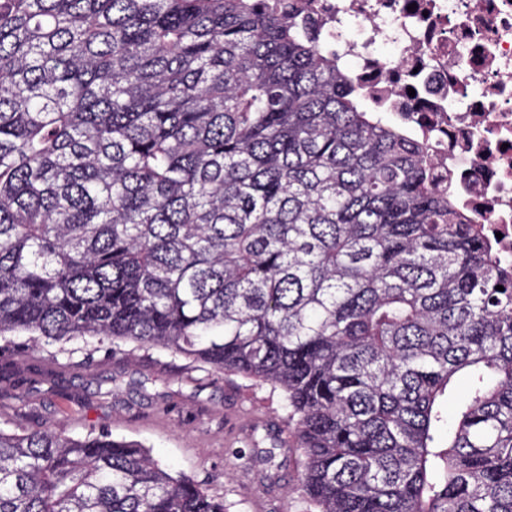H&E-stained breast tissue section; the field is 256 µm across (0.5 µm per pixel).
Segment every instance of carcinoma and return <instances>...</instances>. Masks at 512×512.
<instances>
[{
    "instance_id": "carcinoma-1",
    "label": "carcinoma",
    "mask_w": 512,
    "mask_h": 512,
    "mask_svg": "<svg viewBox=\"0 0 512 512\" xmlns=\"http://www.w3.org/2000/svg\"><path fill=\"white\" fill-rule=\"evenodd\" d=\"M305 11L0 0V340L271 385L317 512H512V260ZM0 512L226 508L137 441L0 426Z\"/></svg>"
}]
</instances>
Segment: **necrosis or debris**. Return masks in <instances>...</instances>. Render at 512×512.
<instances>
[{
  "instance_id": "4bbe7bcc",
  "label": "necrosis or debris",
  "mask_w": 512,
  "mask_h": 512,
  "mask_svg": "<svg viewBox=\"0 0 512 512\" xmlns=\"http://www.w3.org/2000/svg\"><path fill=\"white\" fill-rule=\"evenodd\" d=\"M308 21L512 258V0H309Z\"/></svg>"
}]
</instances>
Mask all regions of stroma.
Listing matches in <instances>:
<instances>
[{
    "label": "stroma",
    "mask_w": 512,
    "mask_h": 512,
    "mask_svg": "<svg viewBox=\"0 0 512 512\" xmlns=\"http://www.w3.org/2000/svg\"><path fill=\"white\" fill-rule=\"evenodd\" d=\"M287 411L270 386L171 355L97 340L0 347V425L83 437L108 430L204 481L228 512H314L287 452ZM282 452L279 471L252 450L254 436Z\"/></svg>",
    "instance_id": "obj_1"
}]
</instances>
